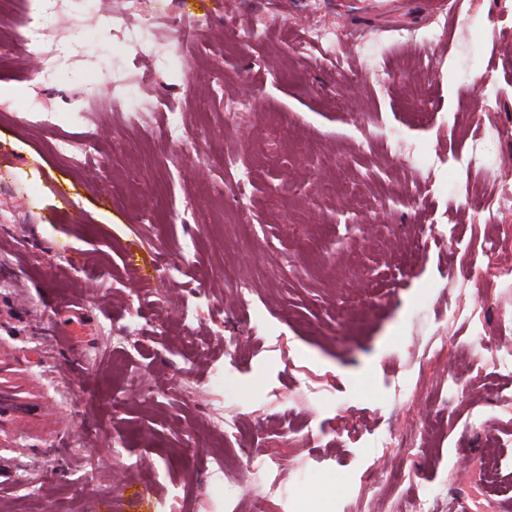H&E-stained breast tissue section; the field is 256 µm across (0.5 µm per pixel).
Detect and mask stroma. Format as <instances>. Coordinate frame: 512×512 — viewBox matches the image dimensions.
I'll return each mask as SVG.
<instances>
[{
	"instance_id": "obj_1",
	"label": "stroma",
	"mask_w": 512,
	"mask_h": 512,
	"mask_svg": "<svg viewBox=\"0 0 512 512\" xmlns=\"http://www.w3.org/2000/svg\"><path fill=\"white\" fill-rule=\"evenodd\" d=\"M95 7L123 24L76 45L83 0H57L63 21L35 47L0 13V213L17 217L0 223V391L22 400L0 426V512H250L265 483V512H411L428 490L434 512H512V371L481 353L489 331L512 350V287L485 255L493 240L512 264V0ZM148 14V93L178 104L188 155L162 112L115 129L142 68L125 37ZM326 24L332 52L307 42ZM56 44L68 52L50 56ZM30 111L60 118L33 126ZM488 128L493 162H415ZM63 138L92 140L111 167L75 166ZM133 311L140 330L113 347ZM218 407L243 429L217 427ZM241 448L256 465L228 496L217 471Z\"/></svg>"
}]
</instances>
